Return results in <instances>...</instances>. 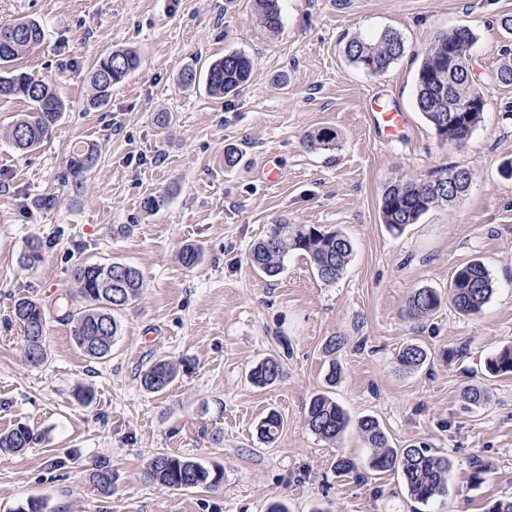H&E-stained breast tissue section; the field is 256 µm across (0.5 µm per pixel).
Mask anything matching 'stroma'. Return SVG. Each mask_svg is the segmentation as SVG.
<instances>
[{
  "label": "stroma",
  "mask_w": 512,
  "mask_h": 512,
  "mask_svg": "<svg viewBox=\"0 0 512 512\" xmlns=\"http://www.w3.org/2000/svg\"><path fill=\"white\" fill-rule=\"evenodd\" d=\"M282 26L266 30L254 0H0V23L39 20L42 46L17 65L50 81L68 109L49 142L17 153L0 137V434L26 426L40 441L0 452V512H487L512 496V375L492 376L488 357L512 346V86L494 73L512 35L498 23L512 0H280ZM467 26L487 105L462 144L443 140L416 107L425 47ZM397 32L405 52L387 72L349 60L354 37ZM131 45L141 69L112 88L106 107H87L88 74L107 49ZM228 52L253 62L249 81L223 99L184 86L182 69L207 66ZM381 96L405 113L408 138L379 140L367 113ZM172 115L170 124L159 114ZM335 131L332 148L303 140ZM94 142L99 158L82 184L65 180L75 146ZM240 162L224 165L227 149ZM453 166L469 169L461 199L431 208L399 234L380 222L391 182L432 180ZM50 206H43V199ZM315 225L344 232L352 259L333 283L321 280L303 251H289L276 277L255 271L250 246L271 225ZM43 258L26 266L31 241ZM197 247L194 268L184 247ZM481 259L495 284L476 316L443 305L409 320L413 290L447 292L454 272ZM137 268L143 288L118 312L111 354L88 358L60 319L57 300L82 307L72 277L82 262ZM47 313L46 355L24 357L12 316L17 298ZM341 345L326 351L331 338ZM428 351L403 370L406 344ZM177 368L162 392L143 374L159 359ZM273 358L282 375L251 383L250 370ZM341 369L327 387L330 364ZM483 388L489 401L465 408L462 390ZM351 419L376 418L391 447L426 445L448 456L446 495L413 502L399 474L368 468L371 453L356 427L330 444L304 422L321 391ZM283 418L275 442L257 425ZM175 453L219 469V490L165 488L150 482L147 461ZM352 459L359 476H338ZM488 466L482 481L471 463ZM112 467V489L91 473Z\"/></svg>",
  "instance_id": "stroma-1"
}]
</instances>
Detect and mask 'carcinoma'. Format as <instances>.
I'll return each mask as SVG.
<instances>
[{
  "instance_id": "obj_1",
  "label": "carcinoma",
  "mask_w": 512,
  "mask_h": 512,
  "mask_svg": "<svg viewBox=\"0 0 512 512\" xmlns=\"http://www.w3.org/2000/svg\"><path fill=\"white\" fill-rule=\"evenodd\" d=\"M263 26L276 32L281 27L279 0H255ZM45 31L35 19H19L0 24V97L21 99L31 105V111L20 115L3 132L12 146L23 152L36 149L49 139L65 111L66 105L56 89L45 79L23 71L14 62L23 54L40 47ZM474 32L458 27L439 34L425 50L417 76L416 104L424 118L444 140L455 142L462 133H473L483 118L484 110L469 106L483 90L474 82L470 66V49ZM402 38L391 30L370 39L353 38L346 53L353 63L372 74H383L404 53ZM142 66L141 55L131 47L112 48L99 56L88 76L91 96L88 107L99 110L108 105L112 86ZM251 60L232 52L212 61L207 69L206 90L214 97H225L245 85L252 72ZM495 81L512 86V51L503 49ZM459 113L460 121L448 120V114ZM336 133L323 128L305 137V147L317 151L330 147ZM96 144L89 143L72 152L67 177L80 184L98 161ZM458 167L448 169V175L433 181L418 182L400 179L387 186L381 199L382 223L390 231L401 233L432 207L453 201L449 193V176ZM301 250L308 256L318 277L333 283L350 261L352 245L341 231H325L305 224H274L263 239L253 244L248 253L250 264L267 277H276L284 269L289 251ZM73 278L85 306L68 310L65 318L74 323V342L91 358L102 359L112 352V343L121 325L114 312L124 309L140 295L143 285L139 271L129 265L83 264L73 269ZM494 293V283L483 262L471 260L456 270L448 290V302L462 315L482 312ZM442 304V295L433 288H419L408 298L406 313L414 321L429 317ZM12 316L23 332L24 354L36 365L45 355L46 312L42 304L29 297L17 299ZM427 359V351L418 344H408L398 353L399 365L415 370ZM491 375L512 373V347H505L485 362ZM174 365L166 360L156 362L142 377L143 387L150 392L164 390L175 378ZM281 375V364L267 359L250 373L251 382L259 387L273 384ZM463 401L471 407L489 401L486 392L470 386L462 392ZM351 422L336 401L325 393L312 396L306 406L305 423L309 430L328 443H336ZM362 437L372 448L369 468L376 472H399L411 499L426 505L437 496L448 494L452 469L449 458L426 447L410 446L395 449L379 421L363 416L356 421ZM282 428V419L270 411L258 425V433L268 441L275 439ZM39 441V434L26 426H18L0 436V451L19 452ZM146 474L150 481L166 488L215 489L221 483L222 472L211 470L187 457L159 454L147 461ZM92 481L103 492L112 488V468L100 463L92 473Z\"/></svg>"
}]
</instances>
